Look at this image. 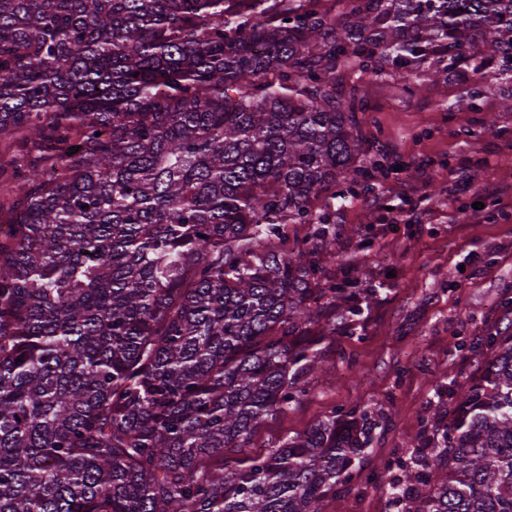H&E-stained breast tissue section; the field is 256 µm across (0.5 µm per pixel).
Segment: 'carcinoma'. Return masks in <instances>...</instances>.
<instances>
[{
  "instance_id": "obj_1",
  "label": "carcinoma",
  "mask_w": 512,
  "mask_h": 512,
  "mask_svg": "<svg viewBox=\"0 0 512 512\" xmlns=\"http://www.w3.org/2000/svg\"><path fill=\"white\" fill-rule=\"evenodd\" d=\"M0 0V512H319L368 411L224 466L376 299L324 258L357 68L512 84V0ZM311 225L303 238L289 226ZM444 388L404 512H512V319Z\"/></svg>"
}]
</instances>
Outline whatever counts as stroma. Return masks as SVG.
<instances>
[{
  "instance_id": "obj_1",
  "label": "stroma",
  "mask_w": 512,
  "mask_h": 512,
  "mask_svg": "<svg viewBox=\"0 0 512 512\" xmlns=\"http://www.w3.org/2000/svg\"><path fill=\"white\" fill-rule=\"evenodd\" d=\"M342 83L364 87L360 131L371 154L416 158V172L338 184L336 221L348 233L328 265L380 293L361 331L337 337L306 395L266 419L253 446L269 449L335 411H368L375 439L366 461L320 512H398L373 472L421 444L442 387L478 372L470 346L504 326L512 302V112L502 106L512 90L495 87L472 110L456 102L485 87L480 74L445 83L423 74L412 95L388 78L362 84L355 69ZM490 115L496 130L486 133ZM412 207L420 223H394L395 211Z\"/></svg>"
}]
</instances>
